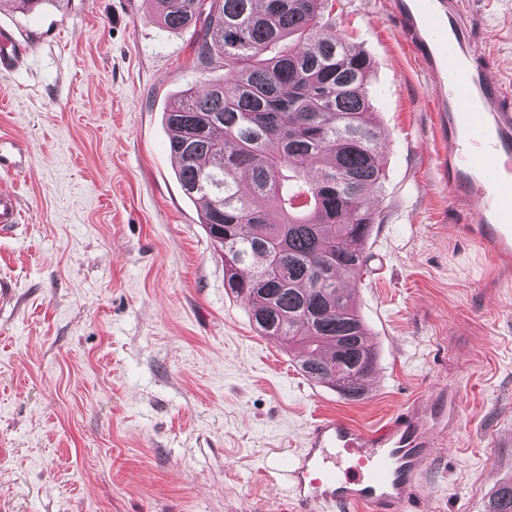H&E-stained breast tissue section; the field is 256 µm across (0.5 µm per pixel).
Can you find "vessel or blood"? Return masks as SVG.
Instances as JSON below:
<instances>
[{
	"instance_id": "vessel-or-blood-1",
	"label": "vessel or blood",
	"mask_w": 512,
	"mask_h": 512,
	"mask_svg": "<svg viewBox=\"0 0 512 512\" xmlns=\"http://www.w3.org/2000/svg\"><path fill=\"white\" fill-rule=\"evenodd\" d=\"M401 38L436 88L437 171L472 207L477 233L512 258V87L495 74L469 0H390ZM434 441L418 408L364 430L314 422L280 474L302 512H420L419 475Z\"/></svg>"
}]
</instances>
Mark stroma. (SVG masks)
<instances>
[{"instance_id": "35a3bbf8", "label": "stroma", "mask_w": 512, "mask_h": 512, "mask_svg": "<svg viewBox=\"0 0 512 512\" xmlns=\"http://www.w3.org/2000/svg\"><path fill=\"white\" fill-rule=\"evenodd\" d=\"M512 81V0H470ZM371 58L385 179L353 281L378 354L344 401L258 335L175 176L164 113L224 79L149 0L0 11L20 58L0 73V512H296L269 467L314 421L362 427L420 404L439 433L427 512H486L512 483V271L440 180L432 94L388 0H333Z\"/></svg>"}]
</instances>
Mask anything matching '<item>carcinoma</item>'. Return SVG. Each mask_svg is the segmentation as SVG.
Masks as SVG:
<instances>
[{
	"mask_svg": "<svg viewBox=\"0 0 512 512\" xmlns=\"http://www.w3.org/2000/svg\"><path fill=\"white\" fill-rule=\"evenodd\" d=\"M162 27L196 34L194 67L224 83L185 90L165 112L183 191L224 256L230 292L299 371L347 401L367 397L374 348L342 278L367 264L382 186L371 59L326 36L333 0H153ZM488 512H512V484Z\"/></svg>",
	"mask_w": 512,
	"mask_h": 512,
	"instance_id": "cac0c4a2",
	"label": "carcinoma"
}]
</instances>
